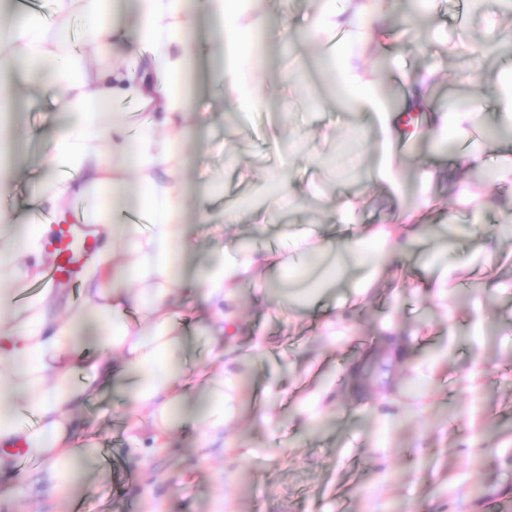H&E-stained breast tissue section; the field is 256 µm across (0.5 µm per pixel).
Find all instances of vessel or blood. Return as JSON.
<instances>
[{
    "label": "vessel or blood",
    "mask_w": 512,
    "mask_h": 512,
    "mask_svg": "<svg viewBox=\"0 0 512 512\" xmlns=\"http://www.w3.org/2000/svg\"><path fill=\"white\" fill-rule=\"evenodd\" d=\"M55 261L45 281L52 285H75L82 275L87 259L98 247L96 238L77 224H58L45 241Z\"/></svg>",
    "instance_id": "b4317fda"
}]
</instances>
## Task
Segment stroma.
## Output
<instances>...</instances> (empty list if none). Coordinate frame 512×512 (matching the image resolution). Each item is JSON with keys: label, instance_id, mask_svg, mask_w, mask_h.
<instances>
[{"label": "stroma", "instance_id": "35a3bbf8", "mask_svg": "<svg viewBox=\"0 0 512 512\" xmlns=\"http://www.w3.org/2000/svg\"><path fill=\"white\" fill-rule=\"evenodd\" d=\"M468 4L430 0L421 10L417 0H398L384 50L365 56L388 103L401 100L415 72L441 59L446 69L432 88L433 108L463 96L458 77L469 59L446 57L445 48ZM309 10L305 0H289L268 19L283 34L270 41L256 75L270 111L233 116L208 106L209 61L195 57L186 68L190 133L177 150L192 247L177 254L174 273L187 284L180 308L187 321L204 315L195 285L220 237L225 201L252 195L262 172L287 159L291 138L304 141L296 175L313 187L302 208L280 218L296 228L322 223L324 203L340 204L347 192L337 173L322 167V154L355 139L366 173L382 160L364 113L337 110L333 75L291 54L292 41L310 36ZM11 82L17 176L5 202L21 226L35 220L24 200L51 178L30 158L47 152L64 115L46 75L28 69ZM284 99L291 120L277 137ZM464 146L453 138L443 149L425 135L400 143L397 188L369 180L356 186L353 222L385 224L406 205L419 210L427 229L409 243L408 264L338 272L339 287L317 295L319 309L335 313L346 335H327L322 322L300 319L274 296L257 306L260 289L239 288L238 311L249 330L236 345L249 356L236 370L234 414L223 438L207 444L201 428H178L159 448L147 427L139 448H129V389L116 382L87 401L83 414L92 426L78 436L107 449L111 466L80 479L66 499L41 493L37 464L0 474V512H74L90 503L97 512H512V240L496 227L512 211V179L460 187L428 177V159L454 160ZM463 188L494 199L495 207L462 205ZM201 207L212 223H196ZM450 220L457 232L447 246L428 228ZM449 266L455 273L441 298L430 283ZM365 280L368 290L357 294ZM388 331L405 342L400 357L352 394L349 367L370 357Z\"/></svg>", "mask_w": 512, "mask_h": 512}]
</instances>
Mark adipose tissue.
<instances>
[{"instance_id":"obj_1","label":"adipose tissue","mask_w":512,"mask_h":512,"mask_svg":"<svg viewBox=\"0 0 512 512\" xmlns=\"http://www.w3.org/2000/svg\"><path fill=\"white\" fill-rule=\"evenodd\" d=\"M394 0H323L311 22L324 48L328 67L345 101L370 113L386 145L404 139L408 112L431 115L429 132L445 141L480 124L479 113L449 102L436 111L429 88L437 68L415 75L399 108H389L369 78L362 51L376 44ZM51 17L24 9L22 17L0 28V76L29 63L52 61V83L61 89L58 109L66 126L52 139L48 163L55 171L50 189L35 192L31 208L52 220L95 223L103 239L98 259L83 279V292L96 318L90 341L97 361L89 378L74 375L72 356L75 311L63 318L49 314V295L41 292L16 305L18 289L41 275L34 259L41 254L42 224L23 227L20 254L5 255L10 287L0 289V472L13 471L16 440L24 455L43 463L41 480L52 493L72 487L79 471L99 460L94 443L73 446L79 411L88 396L112 381L131 382L134 408L127 423L130 441H137L143 421L165 436L177 422L174 413L189 397L191 378L174 367L173 354L184 338V324L172 274L176 249L187 246V230L179 219L184 204L182 157L174 144L189 134L183 83L187 61L200 53L192 36L195 19L181 0H130V16L108 19L109 0H53ZM203 8L222 34V47L212 72L217 98L238 111L262 112L268 99L253 76L261 69L256 51L266 31L264 15L250 14L247 0H204ZM88 28L76 34L74 21ZM132 103L122 117H108L106 106ZM355 203L345 200L327 210L326 223L337 237L310 231L294 235L291 254L277 258L266 248L240 258L237 249L239 211L224 209V242L202 281L203 300L211 309L200 327L212 361L240 363L230 342L239 335L237 290L258 283L261 268H299L306 284L328 282V269L349 270L367 254L403 259L399 238L418 233L416 217L399 211L392 224L362 228L347 223ZM227 374L206 377L202 434L214 440L224 433L230 412Z\"/></svg>"}]
</instances>
